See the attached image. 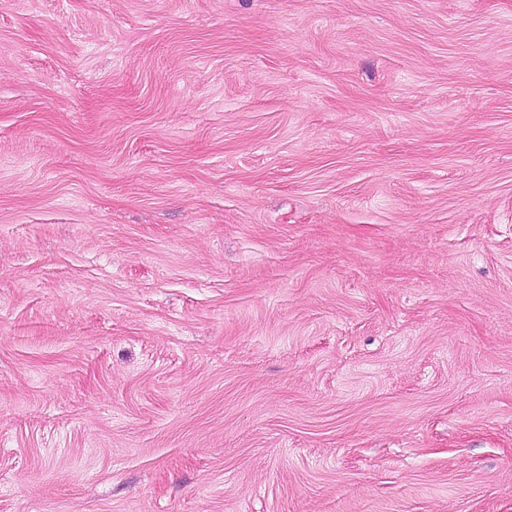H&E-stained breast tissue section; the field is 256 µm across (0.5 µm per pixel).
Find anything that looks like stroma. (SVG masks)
Returning a JSON list of instances; mask_svg holds the SVG:
<instances>
[{"label": "stroma", "instance_id": "1", "mask_svg": "<svg viewBox=\"0 0 512 512\" xmlns=\"http://www.w3.org/2000/svg\"><path fill=\"white\" fill-rule=\"evenodd\" d=\"M0 512H512V0H0Z\"/></svg>", "mask_w": 512, "mask_h": 512}]
</instances>
